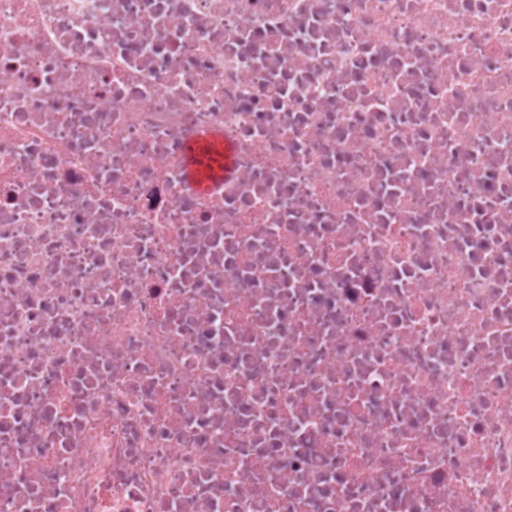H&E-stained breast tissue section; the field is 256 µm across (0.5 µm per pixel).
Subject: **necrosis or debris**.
I'll return each instance as SVG.
<instances>
[{"label":"necrosis or debris","mask_w":512,"mask_h":512,"mask_svg":"<svg viewBox=\"0 0 512 512\" xmlns=\"http://www.w3.org/2000/svg\"><path fill=\"white\" fill-rule=\"evenodd\" d=\"M0 512H512V0H0ZM201 158L204 163H200ZM234 167L231 143L219 132L207 133L191 140L187 147L185 175L200 190L227 178Z\"/></svg>","instance_id":"necrosis-or-debris-1"}]
</instances>
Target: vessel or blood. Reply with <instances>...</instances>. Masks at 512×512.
I'll use <instances>...</instances> for the list:
<instances>
[{"instance_id": "1", "label": "vessel or blood", "mask_w": 512, "mask_h": 512, "mask_svg": "<svg viewBox=\"0 0 512 512\" xmlns=\"http://www.w3.org/2000/svg\"><path fill=\"white\" fill-rule=\"evenodd\" d=\"M233 167V147L223 134L211 132L189 142L185 175L200 190L227 178Z\"/></svg>"}]
</instances>
